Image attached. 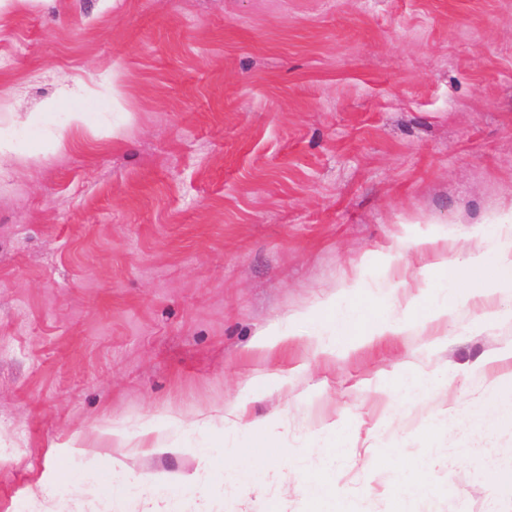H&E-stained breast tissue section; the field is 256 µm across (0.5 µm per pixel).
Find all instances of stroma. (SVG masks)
I'll return each instance as SVG.
<instances>
[{"mask_svg":"<svg viewBox=\"0 0 512 512\" xmlns=\"http://www.w3.org/2000/svg\"><path fill=\"white\" fill-rule=\"evenodd\" d=\"M0 141V512L50 468L107 498L114 461L189 477L199 448L211 512H314L322 478L344 512H512L484 477L512 359L482 364L512 322L463 307L434 347L413 312L328 353L304 319L433 293L421 240L512 211V0H0ZM414 368L435 392L400 394Z\"/></svg>","mask_w":512,"mask_h":512,"instance_id":"35a3bbf8","label":"stroma"}]
</instances>
